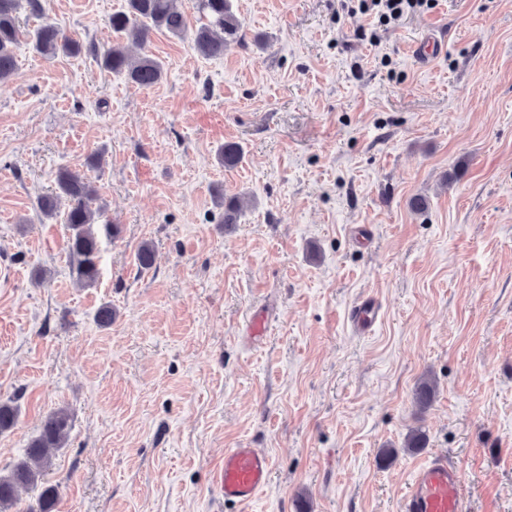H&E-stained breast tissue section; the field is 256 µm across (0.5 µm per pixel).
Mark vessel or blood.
<instances>
[{
	"mask_svg": "<svg viewBox=\"0 0 512 512\" xmlns=\"http://www.w3.org/2000/svg\"><path fill=\"white\" fill-rule=\"evenodd\" d=\"M379 306L366 297L350 310V323L365 332L375 321ZM272 471L270 458L254 448H232L224 454V468L217 478L223 502L246 507L268 485ZM460 471L448 457L434 455L413 471L399 512H465Z\"/></svg>",
	"mask_w": 512,
	"mask_h": 512,
	"instance_id": "b4317fda",
	"label": "vessel or blood"
}]
</instances>
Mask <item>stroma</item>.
I'll use <instances>...</instances> for the list:
<instances>
[{"mask_svg": "<svg viewBox=\"0 0 512 512\" xmlns=\"http://www.w3.org/2000/svg\"><path fill=\"white\" fill-rule=\"evenodd\" d=\"M43 3L84 50L20 43L0 83V401L20 408L0 472L64 408L55 512H237L216 489L228 448L272 460L250 512H398L427 455L459 464L467 512H512V0L388 26L358 0H235L246 44L207 59L153 32L165 74L147 90L97 57L126 0ZM427 37L442 47L417 60ZM66 167L121 227L89 288L61 219L35 212ZM218 186L253 197L237 224ZM367 295L381 310L360 336ZM414 429L426 446L404 453ZM379 306L372 297H365L350 310V323L359 333L367 331L378 316Z\"/></svg>", "mask_w": 512, "mask_h": 512, "instance_id": "35a3bbf8", "label": "stroma"}]
</instances>
